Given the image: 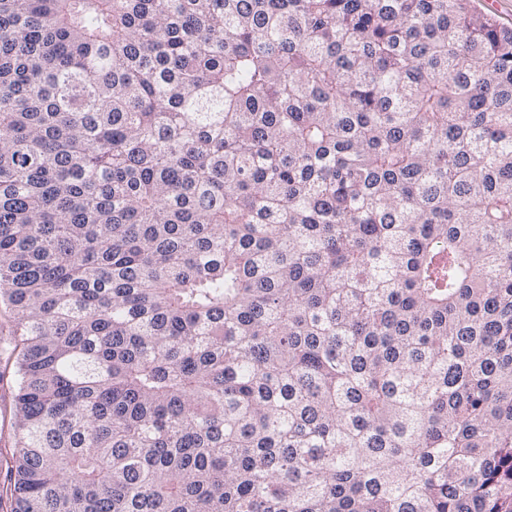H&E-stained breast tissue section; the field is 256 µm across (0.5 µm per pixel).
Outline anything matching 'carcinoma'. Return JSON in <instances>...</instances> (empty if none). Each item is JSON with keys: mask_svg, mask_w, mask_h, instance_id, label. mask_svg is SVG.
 <instances>
[{"mask_svg": "<svg viewBox=\"0 0 512 512\" xmlns=\"http://www.w3.org/2000/svg\"><path fill=\"white\" fill-rule=\"evenodd\" d=\"M6 512H512V29L473 0H0ZM12 407H13V395H12L11 390H9L6 387L2 388L1 384H0V445L2 446L4 454H5V449H6V451H8V453H9L10 449H12V448L8 447V446H11L10 438H9V419H10ZM3 416H5V421H6L4 429L2 426L3 425V423H2ZM1 428H2V431H1ZM4 445H6V448H4Z\"/></svg>", "mask_w": 512, "mask_h": 512, "instance_id": "1", "label": "carcinoma"}]
</instances>
